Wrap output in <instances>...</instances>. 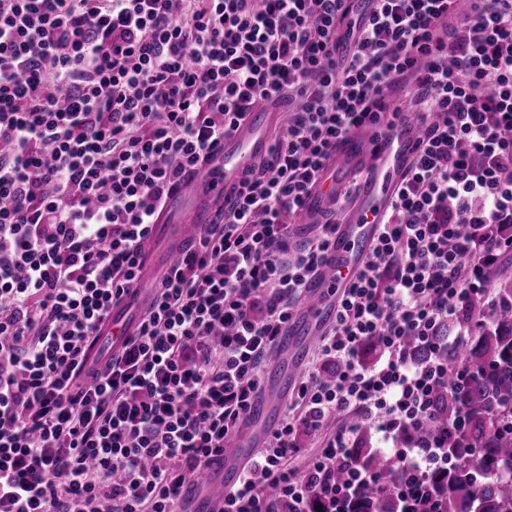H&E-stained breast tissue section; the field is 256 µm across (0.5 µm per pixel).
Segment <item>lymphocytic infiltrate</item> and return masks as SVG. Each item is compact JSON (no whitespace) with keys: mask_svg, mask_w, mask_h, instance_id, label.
Listing matches in <instances>:
<instances>
[{"mask_svg":"<svg viewBox=\"0 0 512 512\" xmlns=\"http://www.w3.org/2000/svg\"><path fill=\"white\" fill-rule=\"evenodd\" d=\"M0 0V512H179L263 389L337 224L300 214L346 137L429 124L291 415L221 512H440L449 348L498 314L512 236V0ZM413 89L409 108L394 92ZM269 155L154 282L104 364L90 347L141 286L167 198L252 106ZM375 355L365 359L366 344ZM385 474L354 460L359 423ZM320 440L303 468L304 438Z\"/></svg>","mask_w":512,"mask_h":512,"instance_id":"f902f5d3","label":"lymphocytic infiltrate"}]
</instances>
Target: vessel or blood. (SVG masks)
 I'll use <instances>...</instances> for the list:
<instances>
[{"label": "vessel or blood", "mask_w": 512, "mask_h": 512, "mask_svg": "<svg viewBox=\"0 0 512 512\" xmlns=\"http://www.w3.org/2000/svg\"><path fill=\"white\" fill-rule=\"evenodd\" d=\"M276 120V112L266 103L247 112L216 148L206 169L169 199L160 223H179L181 240L189 241L193 229L209 220L206 199L226 196L266 155ZM422 131L420 119L412 113L383 132L368 126L352 132L337 151L327 176L312 190L303 209L311 224L321 223L328 210L340 209L336 240L323 274L308 286L291 335L316 341L322 326L334 319L333 292L348 285L365 263L377 229L391 209L394 192L420 150ZM138 301L131 294L114 308L111 325L101 331L103 341L117 347L132 334L135 323L128 313ZM263 443L259 432L246 428L236 435L229 450L213 454L201 477L183 487V512H219L224 492L239 485L245 462Z\"/></svg>", "instance_id": "obj_1"}]
</instances>
